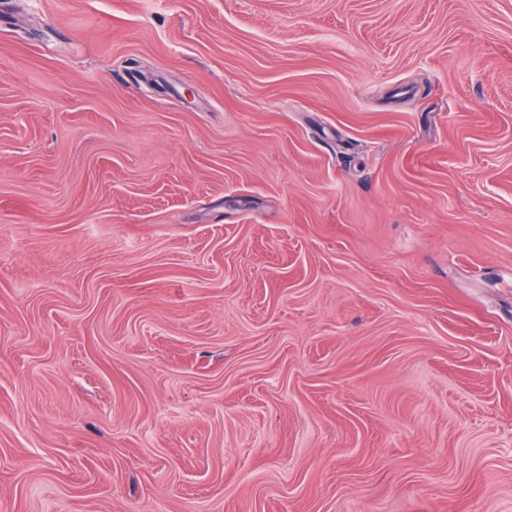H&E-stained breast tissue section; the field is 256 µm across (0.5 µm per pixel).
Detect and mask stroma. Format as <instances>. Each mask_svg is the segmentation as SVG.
Listing matches in <instances>:
<instances>
[{"mask_svg":"<svg viewBox=\"0 0 512 512\" xmlns=\"http://www.w3.org/2000/svg\"><path fill=\"white\" fill-rule=\"evenodd\" d=\"M0 512H512V0H0Z\"/></svg>","mask_w":512,"mask_h":512,"instance_id":"35a3bbf8","label":"stroma"}]
</instances>
